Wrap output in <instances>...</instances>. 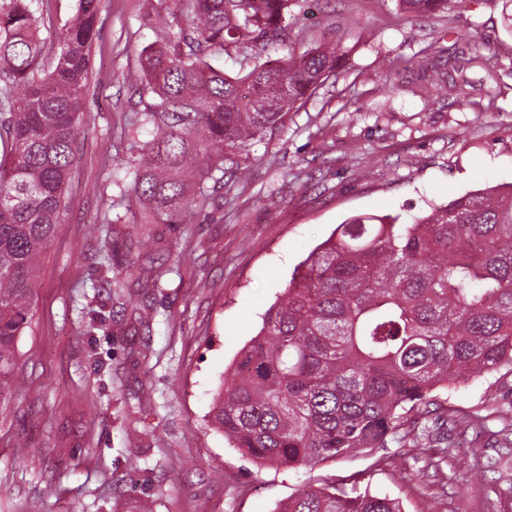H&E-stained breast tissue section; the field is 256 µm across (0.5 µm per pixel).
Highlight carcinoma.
<instances>
[{
    "instance_id": "obj_1",
    "label": "carcinoma",
    "mask_w": 512,
    "mask_h": 512,
    "mask_svg": "<svg viewBox=\"0 0 512 512\" xmlns=\"http://www.w3.org/2000/svg\"><path fill=\"white\" fill-rule=\"evenodd\" d=\"M33 0L0 5V396L20 383L30 288L59 224L85 122L90 47L102 0H77L48 67ZM407 15L465 0H396ZM305 0H181L168 40L141 63L150 129L125 168L148 223L184 224L245 177L250 148L288 126L336 76L338 44L309 45ZM223 54L236 70L212 67ZM24 86L15 98L10 86ZM512 368V184L471 191L417 216L357 215L311 250L214 392L211 424L265 465L325 461L464 435L422 425L468 375ZM278 512H401L396 500L308 490Z\"/></svg>"
}]
</instances>
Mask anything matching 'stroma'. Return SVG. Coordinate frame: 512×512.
Here are the masks:
<instances>
[{"label":"stroma","mask_w":512,"mask_h":512,"mask_svg":"<svg viewBox=\"0 0 512 512\" xmlns=\"http://www.w3.org/2000/svg\"><path fill=\"white\" fill-rule=\"evenodd\" d=\"M77 0H34L44 60ZM176 0H105L91 47L88 120L76 140L65 208L31 284V331L19 343L26 385L4 394L0 512H277L303 490L387 495L404 512H512V369L456 384L449 415L481 417L473 448L398 447L314 467L274 469L233 448L210 423L225 370L262 326L295 267L350 217L400 222L466 192L512 182V0H470L418 17L396 0H322L307 24L333 29L343 55L284 134L251 150L246 186L220 189L186 224H139L121 203L149 131L127 70L162 43ZM478 46L464 89H437L417 60ZM401 73L385 78L392 61ZM499 85L487 96L485 64ZM124 216L121 224L102 215ZM158 257V287L113 292L102 266L133 281ZM93 334H86L88 322ZM29 446L24 460L14 445Z\"/></svg>","instance_id":"35a3bbf8"}]
</instances>
